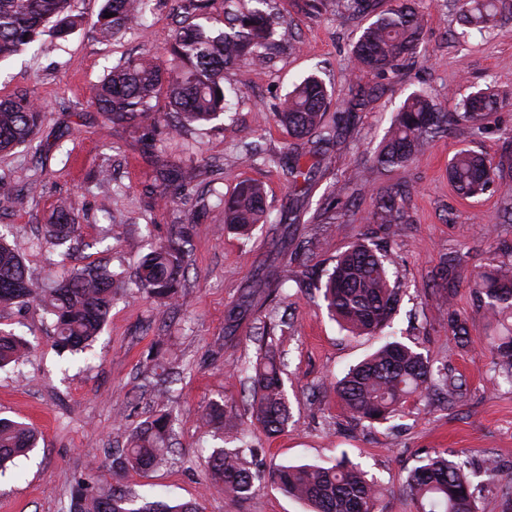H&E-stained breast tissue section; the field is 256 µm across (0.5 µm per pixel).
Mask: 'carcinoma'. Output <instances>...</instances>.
<instances>
[{
  "instance_id": "1",
  "label": "carcinoma",
  "mask_w": 512,
  "mask_h": 512,
  "mask_svg": "<svg viewBox=\"0 0 512 512\" xmlns=\"http://www.w3.org/2000/svg\"><path fill=\"white\" fill-rule=\"evenodd\" d=\"M150 0H105L94 26L99 35L111 39L139 24ZM257 6L235 10L226 16L229 30L213 35L206 28V0L196 4L197 14L178 26L165 69L156 63V51L144 47L137 55L112 67L91 90L90 103L109 125H140L153 119L158 131H178L203 125L228 110V97L239 89L224 86V68L237 65L251 69L267 63V50L275 43L278 17L266 8L269 0H255ZM379 0H343L342 7L355 18H370L363 28L353 55L360 69L386 75L414 60L423 31V16L412 0H393L385 10ZM463 24L479 31L493 29L496 17L512 8L508 0H457ZM112 17H107V14ZM83 18L75 13L73 0H0V59L18 55L51 28L58 37L70 34ZM165 92L170 112L154 118L155 101ZM350 99L342 109L331 110L332 96L318 76L296 85L272 112L273 120L288 132L293 142L278 159L288 185L305 195L319 179L330 174L331 151L345 139L355 113L366 106L376 89L358 83L349 88ZM502 105L490 88L480 89L460 103V111L446 113L424 92L407 97L398 109L382 146L372 157V167L390 170L415 159L418 151L436 138L448 134L452 124L466 125L472 134L484 130L488 116ZM45 113L26 93L0 99V152L30 143ZM508 153L497 166L471 151L457 152L448 164V177L456 191L475 198L499 194V212L512 222V133L505 137ZM158 178L146 193L163 204L180 201L187 183L200 172L166 160L155 161ZM347 187L334 180L324 196L322 213H328ZM411 193L408 185L376 192L370 220L374 224H404V202ZM300 209L290 207L270 220L264 189L258 183L242 181L224 198V228L247 234L256 224H275L288 238V229L300 222ZM51 243L63 245L80 240L72 205L58 203L47 230ZM190 228L186 225L169 239L150 247L130 277L137 290L149 297L172 299L180 288L188 264ZM312 241L283 253L274 269L275 279H294L288 260L309 258ZM387 259L365 239L352 242L336 255L326 270L322 293L329 314L353 336L374 335L388 326L398 304V290L390 285ZM127 281L106 266H87L61 281H32L19 251L0 237V307H23L38 303L55 319V345L78 351L94 341L102 330L118 289ZM478 310L491 323L504 326L512 319V261H501L480 272L474 283ZM448 328L457 343L471 342L467 320L448 313ZM259 353L249 371L250 418L269 435L288 426L290 411L284 389L274 329L258 339ZM31 352L21 337L0 331V368L25 361ZM495 365L512 375V326L491 347ZM460 379L448 375L423 353L398 340H388L360 364L348 370L335 386L336 397L350 417L359 422L385 423L395 417L413 396L433 394L450 401L461 391ZM208 423L225 430L230 441L237 439L224 429V405L208 406ZM173 415L167 401L160 400L147 420L134 430L126 447L111 452L112 470H147L163 465L171 451ZM37 437L27 424L0 418V473L34 447ZM212 485L235 497H244L266 479L284 495L310 506V512H381L383 489L342 453L323 464L279 465L265 473L248 446L220 448L204 460ZM417 512H475V489L461 465L442 455H429L414 469L407 484ZM70 512H201L197 502H164L132 496L116 486L103 487L90 479L77 481Z\"/></svg>"
}]
</instances>
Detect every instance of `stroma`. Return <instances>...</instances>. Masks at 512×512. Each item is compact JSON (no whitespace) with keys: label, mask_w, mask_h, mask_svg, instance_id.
Here are the masks:
<instances>
[{"label":"stroma","mask_w":512,"mask_h":512,"mask_svg":"<svg viewBox=\"0 0 512 512\" xmlns=\"http://www.w3.org/2000/svg\"><path fill=\"white\" fill-rule=\"evenodd\" d=\"M186 3L151 0L139 30L104 41L94 28L103 0H74L83 26L62 38L42 36L27 51L0 61V99L25 92L47 114L33 145L0 154V192H29L23 208L0 211V230L21 252L34 281L60 280L99 263L132 273L147 243L169 237L177 225H194L186 286L169 313V329L159 323L162 306L134 288L119 291L101 336L76 354L58 350L54 322L38 305L0 310V329L14 331L32 347L26 365L0 369V416L26 422L39 435L29 457L0 476V512H66L82 474L154 500L196 501L203 512H305L304 505L268 482L244 499L210 484L203 460L217 441L202 415L213 401L223 403L226 423L246 431L265 468L321 464L346 454L385 488L383 512H416L407 479L434 450L447 452L469 474L476 512H512V493L490 481L485 470L492 460L512 476V377L491 363L489 342L499 330L478 313L473 293L477 273L505 260L512 224L499 219L497 195L466 198L448 180V163L457 151L475 150L498 163L504 134L512 131V12L499 15L494 35H466L453 0H418L424 18L418 61L382 76L355 69L351 48L364 23L342 13L336 0H325L318 16L307 14L301 0H273L283 19L280 45L266 68L225 71V85L247 84L229 120L167 135L146 125L104 127L88 103L89 87L145 45L158 50L160 65L168 66L164 49ZM311 75L325 80L340 105L354 82L377 89L378 95L335 150L330 178L298 197L273 162L291 139L271 111L295 83ZM486 86L503 104L483 135L452 126L408 166L375 171L370 182L354 184V171L377 150L411 93L427 92L451 111L459 99ZM249 143L261 147L265 162L247 161ZM156 154L186 164L205 160L220 171L193 180L177 205H154L145 187L156 176ZM244 179L263 184L272 210L300 208L291 236L318 238L314 265L362 237L388 253L389 276L400 296L389 331L464 380L463 395L453 406L412 400L395 420L371 428L349 417L333 385L378 341L342 330L315 289L289 283L275 300H267L282 247L279 232L262 224L246 238L220 222L221 201ZM333 179L349 189L330 222L318 218L316 209ZM402 183L412 186L408 223L387 230L370 223L375 191ZM200 196L209 203L203 213L195 205ZM61 199L73 202L81 226L82 244L70 252L44 239ZM446 261L455 267L451 308L470 327L472 342L466 347L440 319L446 292L439 271ZM246 297L250 310L228 322L229 309ZM272 319L278 323L291 408L287 429L276 437L251 423L249 384L239 371L254 360L257 338ZM160 343L175 366L168 382L177 416L173 451L159 468L113 472L108 449L125 446L131 430L152 413L155 386L148 355Z\"/></svg>","instance_id":"1"}]
</instances>
